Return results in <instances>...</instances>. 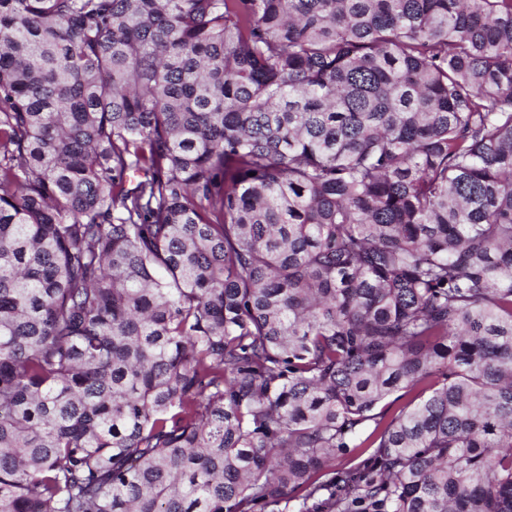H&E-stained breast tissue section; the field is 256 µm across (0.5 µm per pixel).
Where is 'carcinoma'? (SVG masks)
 Instances as JSON below:
<instances>
[{"mask_svg": "<svg viewBox=\"0 0 512 512\" xmlns=\"http://www.w3.org/2000/svg\"><path fill=\"white\" fill-rule=\"evenodd\" d=\"M0 512H512V0H0Z\"/></svg>", "mask_w": 512, "mask_h": 512, "instance_id": "cac0c4a2", "label": "carcinoma"}]
</instances>
